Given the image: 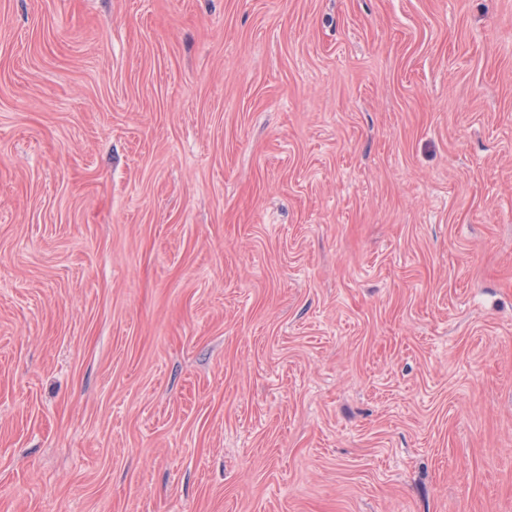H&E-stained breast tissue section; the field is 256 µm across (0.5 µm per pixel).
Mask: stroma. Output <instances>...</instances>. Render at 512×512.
Listing matches in <instances>:
<instances>
[{
    "mask_svg": "<svg viewBox=\"0 0 512 512\" xmlns=\"http://www.w3.org/2000/svg\"><path fill=\"white\" fill-rule=\"evenodd\" d=\"M0 512H512V0H0Z\"/></svg>",
    "mask_w": 512,
    "mask_h": 512,
    "instance_id": "35a3bbf8",
    "label": "stroma"
}]
</instances>
